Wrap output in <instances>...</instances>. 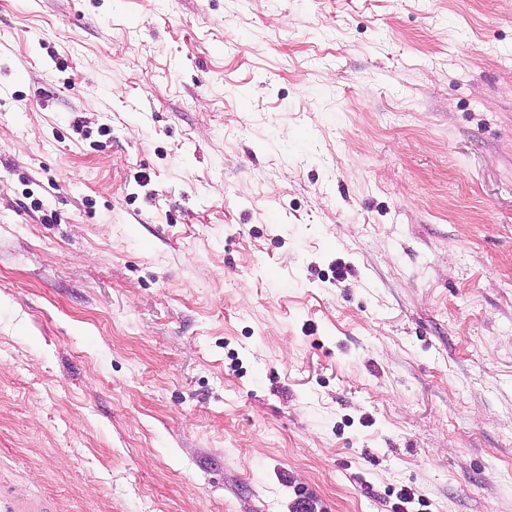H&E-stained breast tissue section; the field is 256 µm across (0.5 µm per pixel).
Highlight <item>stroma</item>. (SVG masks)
Returning <instances> with one entry per match:
<instances>
[{"label": "stroma", "mask_w": 512, "mask_h": 512, "mask_svg": "<svg viewBox=\"0 0 512 512\" xmlns=\"http://www.w3.org/2000/svg\"><path fill=\"white\" fill-rule=\"evenodd\" d=\"M1 41L0 512H512V0Z\"/></svg>", "instance_id": "1"}]
</instances>
